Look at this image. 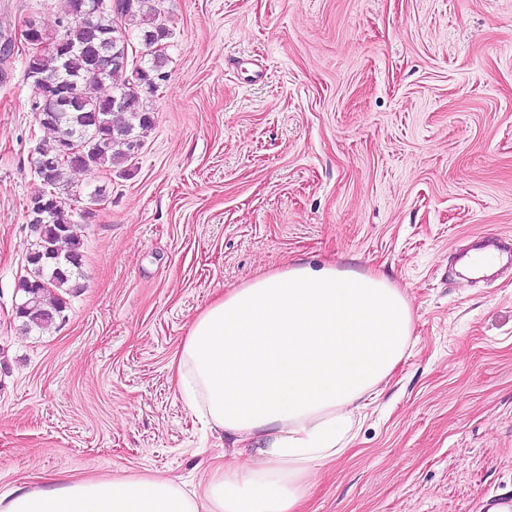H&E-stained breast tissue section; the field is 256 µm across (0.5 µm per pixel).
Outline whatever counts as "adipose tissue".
Masks as SVG:
<instances>
[{"mask_svg": "<svg viewBox=\"0 0 512 512\" xmlns=\"http://www.w3.org/2000/svg\"><path fill=\"white\" fill-rule=\"evenodd\" d=\"M413 317L381 273L295 262L217 301L174 362L186 406L255 464L201 490L159 476L64 479L0 493V512H297L313 465L343 453L355 414L403 359Z\"/></svg>", "mask_w": 512, "mask_h": 512, "instance_id": "1", "label": "adipose tissue"}]
</instances>
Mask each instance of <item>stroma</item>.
Masks as SVG:
<instances>
[{
  "mask_svg": "<svg viewBox=\"0 0 512 512\" xmlns=\"http://www.w3.org/2000/svg\"><path fill=\"white\" fill-rule=\"evenodd\" d=\"M62 0H0L55 30ZM167 82L131 162L83 218L63 320L15 316L23 204L44 132L25 56L0 59V492L45 474H161L194 490L253 463L180 399L172 361L224 294L303 260L378 271L410 347L302 512H479L512 488V266L453 256L512 237V0H156Z\"/></svg>",
  "mask_w": 512,
  "mask_h": 512,
  "instance_id": "1",
  "label": "stroma"
}]
</instances>
